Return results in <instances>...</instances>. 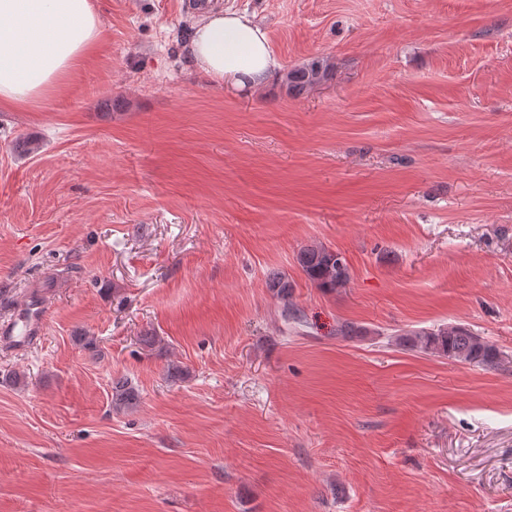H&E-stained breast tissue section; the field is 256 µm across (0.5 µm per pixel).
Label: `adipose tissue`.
<instances>
[{"label": "adipose tissue", "mask_w": 512, "mask_h": 512, "mask_svg": "<svg viewBox=\"0 0 512 512\" xmlns=\"http://www.w3.org/2000/svg\"><path fill=\"white\" fill-rule=\"evenodd\" d=\"M92 0H0V109L23 110L63 85L98 46ZM193 65L209 79L256 89L279 69L264 27L209 8L193 25Z\"/></svg>", "instance_id": "ef3b65f1"}]
</instances>
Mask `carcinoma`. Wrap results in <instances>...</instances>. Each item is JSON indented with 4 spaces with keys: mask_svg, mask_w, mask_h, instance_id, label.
I'll list each match as a JSON object with an SVG mask.
<instances>
[{
    "mask_svg": "<svg viewBox=\"0 0 512 512\" xmlns=\"http://www.w3.org/2000/svg\"><path fill=\"white\" fill-rule=\"evenodd\" d=\"M321 78L318 63L308 68L288 73L287 79L293 88L300 92ZM297 262L308 279L319 288L335 291L346 287L351 280L350 267L342 253L324 245H310L297 254ZM268 288L282 303L283 318L294 324L303 323L301 312L295 308L289 297L292 285L288 277L275 273L269 278ZM405 347L416 348L421 352L444 357L452 361L483 369H497L502 365L503 353L471 329L461 325H448L431 330H419L399 338ZM115 405L122 407L134 400V394L127 388V382L113 383Z\"/></svg>",
    "mask_w": 512,
    "mask_h": 512,
    "instance_id": "carcinoma-1",
    "label": "carcinoma"
}]
</instances>
